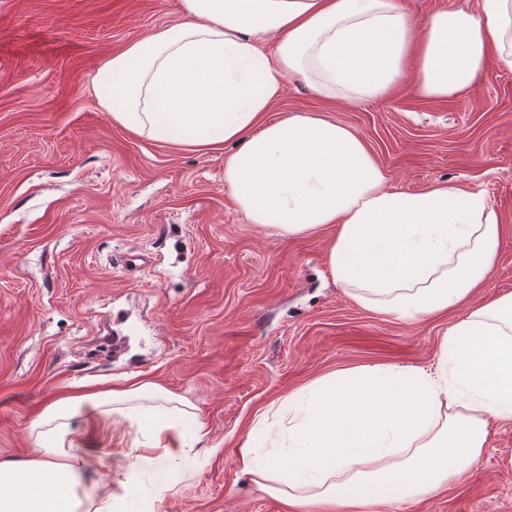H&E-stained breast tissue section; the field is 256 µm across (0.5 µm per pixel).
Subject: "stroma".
Here are the masks:
<instances>
[{"instance_id": "35a3bbf8", "label": "stroma", "mask_w": 512, "mask_h": 512, "mask_svg": "<svg viewBox=\"0 0 512 512\" xmlns=\"http://www.w3.org/2000/svg\"><path fill=\"white\" fill-rule=\"evenodd\" d=\"M180 0H0V457H27L31 420L70 383L137 373L191 402L210 449L139 476L156 512H291L242 473L257 414L318 376L366 364L429 369L472 304L512 292V70L446 102L402 93L324 106L285 80L270 115L326 112L406 191L452 180L497 209L491 276L448 314L401 321L332 279L325 227L249 223L224 185L234 150L187 152L113 124L99 66L181 22ZM369 512H512V418L447 488Z\"/></svg>"}]
</instances>
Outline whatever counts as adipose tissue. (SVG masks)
Here are the masks:
<instances>
[{"label":"adipose tissue","mask_w":512,"mask_h":512,"mask_svg":"<svg viewBox=\"0 0 512 512\" xmlns=\"http://www.w3.org/2000/svg\"><path fill=\"white\" fill-rule=\"evenodd\" d=\"M182 11L96 72L92 92L113 124L183 150L235 145L224 184L237 208L283 236L333 228L331 277L366 309L409 320L469 301L502 238L484 192L450 180L398 189L350 127L269 112L288 77L326 103L471 94L491 62L512 67V0L423 18L401 0H182ZM287 415V447L265 448L273 425L260 419L240 465L297 512H363L460 479L480 461L490 419L512 417V293L454 324L434 371L336 370L292 393ZM109 418L136 434L117 462L123 479L100 495L83 475L110 442ZM31 432L29 457L0 460V512H124L143 498L138 471L210 436L181 398L137 374L74 383Z\"/></svg>","instance_id":"1"}]
</instances>
